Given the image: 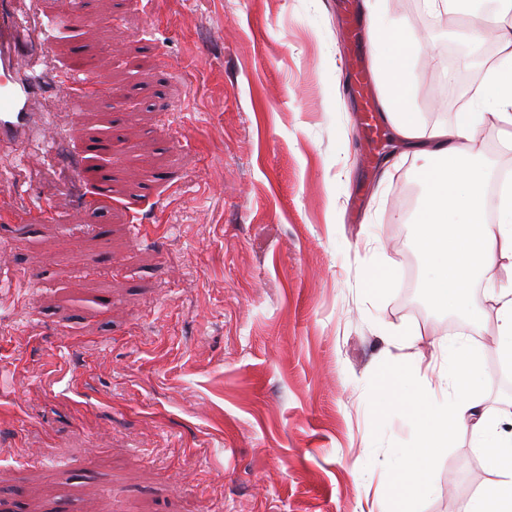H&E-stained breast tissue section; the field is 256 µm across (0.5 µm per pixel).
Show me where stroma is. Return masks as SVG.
Wrapping results in <instances>:
<instances>
[{
    "label": "stroma",
    "instance_id": "35a3bbf8",
    "mask_svg": "<svg viewBox=\"0 0 512 512\" xmlns=\"http://www.w3.org/2000/svg\"><path fill=\"white\" fill-rule=\"evenodd\" d=\"M415 59L424 127L452 124L484 64L463 32L381 0ZM359 0H80L54 63L109 94L41 105L112 138L107 205L83 207V141L0 153V502L27 512H393L403 406L393 359L451 334L487 345L484 405L512 433V366L480 325L429 309L413 245L418 160L368 142L346 31ZM100 16L86 23L84 14ZM53 221L19 223V205ZM387 270L379 290L370 273ZM494 478L461 431L418 512H464Z\"/></svg>",
    "mask_w": 512,
    "mask_h": 512
}]
</instances>
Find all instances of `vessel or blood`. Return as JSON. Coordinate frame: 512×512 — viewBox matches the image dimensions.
Listing matches in <instances>:
<instances>
[{
  "instance_id": "obj_1",
  "label": "vessel or blood",
  "mask_w": 512,
  "mask_h": 512,
  "mask_svg": "<svg viewBox=\"0 0 512 512\" xmlns=\"http://www.w3.org/2000/svg\"><path fill=\"white\" fill-rule=\"evenodd\" d=\"M21 0H0V146L18 148L32 135L58 145L79 137L77 128L50 124L45 113L37 109L42 91L48 83L70 91L72 99L95 94L96 86L88 79L53 69L50 78L35 76L30 68L32 58L50 64L52 30L65 25L70 18L68 4H61L56 17L41 15L34 9H22ZM357 93L363 101L365 125L377 132L380 117L371 102V79L363 57H356Z\"/></svg>"
}]
</instances>
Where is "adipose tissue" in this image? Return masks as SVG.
Here are the masks:
<instances>
[{
    "instance_id": "1",
    "label": "adipose tissue",
    "mask_w": 512,
    "mask_h": 512,
    "mask_svg": "<svg viewBox=\"0 0 512 512\" xmlns=\"http://www.w3.org/2000/svg\"><path fill=\"white\" fill-rule=\"evenodd\" d=\"M473 45L495 39L501 52L485 69L482 87L452 124L424 128L413 106L417 81L414 59L422 51L413 31L394 30L375 39V61L383 74L381 106L398 142L420 160L418 180L424 195L414 224V244L427 271L424 294L433 310L477 319L483 303L496 306L495 350L512 365V181L499 184L496 220H488L481 164V135L498 127L512 142V25L495 14L472 26ZM506 277H499V270ZM448 368L437 378L416 377L402 367L380 389L376 407L408 405L416 421L413 446L402 449L390 469L397 512H417L430 487L444 448L470 429L493 481L467 512H512V436L481 406L483 347L448 339L439 345Z\"/></svg>"
}]
</instances>
